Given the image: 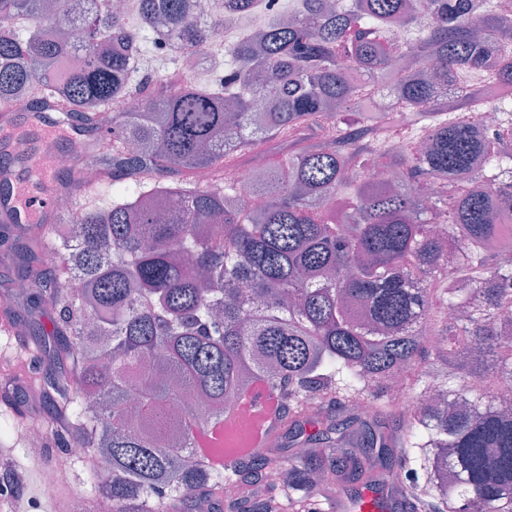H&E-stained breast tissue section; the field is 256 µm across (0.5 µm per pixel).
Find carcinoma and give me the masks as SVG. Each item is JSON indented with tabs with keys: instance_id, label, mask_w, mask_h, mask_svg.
Segmentation results:
<instances>
[{
	"instance_id": "obj_1",
	"label": "carcinoma",
	"mask_w": 512,
	"mask_h": 512,
	"mask_svg": "<svg viewBox=\"0 0 512 512\" xmlns=\"http://www.w3.org/2000/svg\"><path fill=\"white\" fill-rule=\"evenodd\" d=\"M0 0V105L23 96L112 132L94 154L85 203L56 213L62 233L29 231L28 264L53 255L88 288L34 280L27 299L52 308L60 376L40 380L59 450L75 442L84 478L106 512H181L238 495L225 512H319L333 490L388 488L409 512H512V264L496 244L512 228V184L469 122L444 117L512 92V17L501 0H305L233 50L241 70L220 90L192 82L131 87L138 37L125 17L83 16L77 44L55 31L70 0ZM142 25L162 19L180 50L200 55L209 30L185 0H137ZM428 28L396 51L394 24ZM78 47L83 64L59 67ZM379 91L399 106L377 112ZM138 97L143 111L126 100ZM417 110L424 152L380 143L378 128ZM266 143L285 154L257 178L254 211L234 201L238 159ZM379 155L402 175L370 180ZM200 168L214 182L193 181ZM446 179L428 203L419 180ZM464 311L448 318V307ZM404 374L418 400L401 411ZM261 379L287 405L274 423L298 456L264 455L224 471L195 451V431L220 423ZM462 399L448 406V395ZM370 452L361 456L359 449ZM23 489L15 460L0 481Z\"/></svg>"
}]
</instances>
